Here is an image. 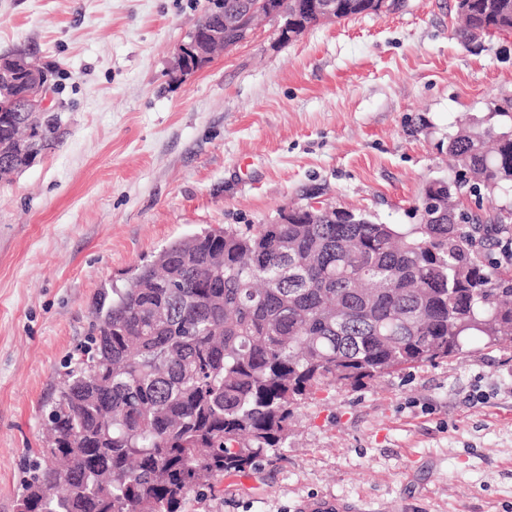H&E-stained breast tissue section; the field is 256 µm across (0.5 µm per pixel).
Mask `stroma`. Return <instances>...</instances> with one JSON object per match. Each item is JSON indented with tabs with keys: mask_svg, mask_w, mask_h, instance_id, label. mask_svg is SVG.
I'll list each match as a JSON object with an SVG mask.
<instances>
[{
	"mask_svg": "<svg viewBox=\"0 0 512 512\" xmlns=\"http://www.w3.org/2000/svg\"><path fill=\"white\" fill-rule=\"evenodd\" d=\"M208 0H0V55L56 72L53 145L0 181V512L81 357L101 289L171 242L297 205L406 227L456 174L448 138L512 102V34L464 45L456 0L306 29L264 20L204 70L170 63ZM512 512V347L461 354L294 411L288 446L189 512Z\"/></svg>",
	"mask_w": 512,
	"mask_h": 512,
	"instance_id": "stroma-1",
	"label": "stroma"
}]
</instances>
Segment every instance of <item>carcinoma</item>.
I'll return each mask as SVG.
<instances>
[{
  "label": "carcinoma",
  "instance_id": "1",
  "mask_svg": "<svg viewBox=\"0 0 512 512\" xmlns=\"http://www.w3.org/2000/svg\"><path fill=\"white\" fill-rule=\"evenodd\" d=\"M203 19L239 0H209ZM463 43L512 33V0H470ZM0 101V143L25 98ZM487 194L512 188V130L448 138ZM463 223L349 224L314 210L296 224L232 228L171 243L129 288L96 299L89 346L61 382L17 512H187L191 494L288 443L295 406L330 385L458 355L468 339L512 344V270L485 234H512V207ZM224 254L214 269L210 259Z\"/></svg>",
  "mask_w": 512,
  "mask_h": 512
}]
</instances>
